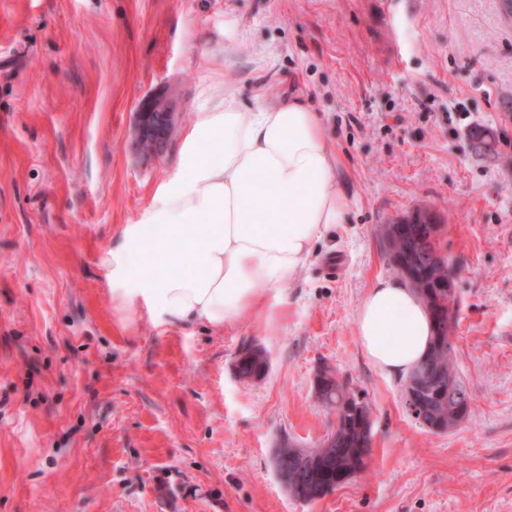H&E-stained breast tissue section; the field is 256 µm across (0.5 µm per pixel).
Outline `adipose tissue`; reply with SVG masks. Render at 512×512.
Here are the masks:
<instances>
[{"instance_id":"adipose-tissue-1","label":"adipose tissue","mask_w":512,"mask_h":512,"mask_svg":"<svg viewBox=\"0 0 512 512\" xmlns=\"http://www.w3.org/2000/svg\"><path fill=\"white\" fill-rule=\"evenodd\" d=\"M336 152L318 112L289 98L245 113L233 92L195 113L175 170L140 223L125 225L103 255L122 315L220 330L291 283L348 201L336 185ZM372 362L406 377L434 332L403 280L377 281L356 314Z\"/></svg>"}]
</instances>
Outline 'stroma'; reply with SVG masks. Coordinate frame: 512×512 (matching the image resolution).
<instances>
[{
    "label": "stroma",
    "mask_w": 512,
    "mask_h": 512,
    "mask_svg": "<svg viewBox=\"0 0 512 512\" xmlns=\"http://www.w3.org/2000/svg\"><path fill=\"white\" fill-rule=\"evenodd\" d=\"M304 96L346 223L222 330L120 321L101 259L177 164L194 112ZM174 89L166 153L130 148ZM477 127L499 155L474 153ZM456 267L472 411L434 433L376 366L357 308L396 276L384 225L421 209ZM262 350V379L236 361ZM335 372L372 413L365 474L313 504L274 457L320 443ZM0 512H512V16L501 0H0Z\"/></svg>",
    "instance_id": "1"
}]
</instances>
